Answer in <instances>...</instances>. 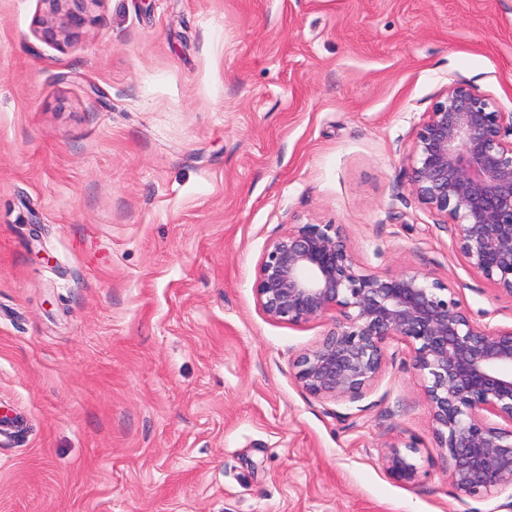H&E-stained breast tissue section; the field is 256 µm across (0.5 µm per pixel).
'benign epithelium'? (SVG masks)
Here are the masks:
<instances>
[{
    "instance_id": "1",
    "label": "benign epithelium",
    "mask_w": 512,
    "mask_h": 512,
    "mask_svg": "<svg viewBox=\"0 0 512 512\" xmlns=\"http://www.w3.org/2000/svg\"><path fill=\"white\" fill-rule=\"evenodd\" d=\"M407 163L412 195L451 232L466 267L512 299V111L453 82L415 128ZM254 293L272 321L330 320L293 361L297 384L316 398L360 399L383 372L389 341H405L452 485L467 496L512 485V325L478 322L451 283L420 271L361 268L340 224L288 225L263 251ZM416 450L385 444L396 482L416 481Z\"/></svg>"
}]
</instances>
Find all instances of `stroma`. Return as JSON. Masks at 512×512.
Returning <instances> with one entry per match:
<instances>
[{
	"instance_id": "stroma-1",
	"label": "stroma",
	"mask_w": 512,
	"mask_h": 512,
	"mask_svg": "<svg viewBox=\"0 0 512 512\" xmlns=\"http://www.w3.org/2000/svg\"><path fill=\"white\" fill-rule=\"evenodd\" d=\"M0 0V512H496L459 493L412 352L361 403L292 362L328 329L258 308L286 225L452 281L512 323L409 189L464 80L512 110V0ZM414 442L418 478L382 447ZM384 461L389 475L398 483L408 486L413 484L418 476V467L409 453H416L414 443H405L400 447L397 442L385 444ZM401 448H405L406 452Z\"/></svg>"
}]
</instances>
